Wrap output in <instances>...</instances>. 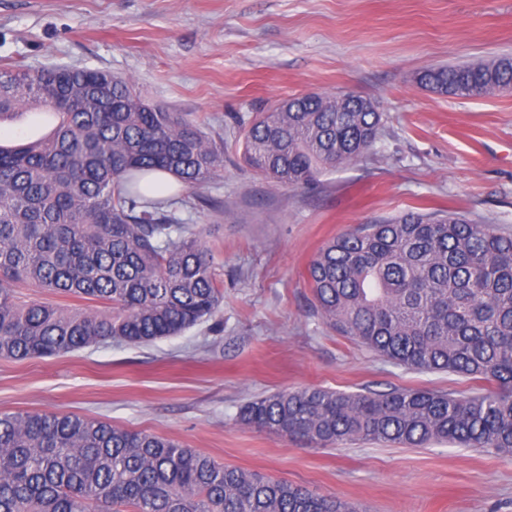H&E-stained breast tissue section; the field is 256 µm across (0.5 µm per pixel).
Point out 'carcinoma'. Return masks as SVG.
Masks as SVG:
<instances>
[{"instance_id":"cac0c4a2","label":"carcinoma","mask_w":512,"mask_h":512,"mask_svg":"<svg viewBox=\"0 0 512 512\" xmlns=\"http://www.w3.org/2000/svg\"><path fill=\"white\" fill-rule=\"evenodd\" d=\"M417 82L485 97L512 88V57L442 66ZM51 109L47 136L0 144V359L121 339L144 345L215 315L224 288L201 232L152 196L165 172L194 190L224 166V139L97 69L0 68V123ZM366 97L307 93L258 113L243 143L266 180L305 188L373 149ZM307 279L323 319L411 369L493 381L431 389L276 392L241 424L303 447L448 441L512 454V234L455 212L408 210L328 241ZM36 288L98 307L63 308ZM0 512H356L344 500L224 465L152 433L76 414L0 412Z\"/></svg>"}]
</instances>
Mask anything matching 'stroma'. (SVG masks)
Instances as JSON below:
<instances>
[{"mask_svg":"<svg viewBox=\"0 0 512 512\" xmlns=\"http://www.w3.org/2000/svg\"><path fill=\"white\" fill-rule=\"evenodd\" d=\"M506 55L512 0H0V68L106 70L224 139L217 175L171 193L213 255L219 312L147 345L0 360V412L75 413L162 435L363 512H512V456L445 443L311 449L237 421L248 401L304 387L479 389L340 335L313 306L307 266L333 237L410 209L512 231V90L462 98L415 81ZM308 92L370 98L379 138L313 187H280L245 164L244 131Z\"/></svg>","mask_w":512,"mask_h":512,"instance_id":"35a3bbf8","label":"stroma"}]
</instances>
